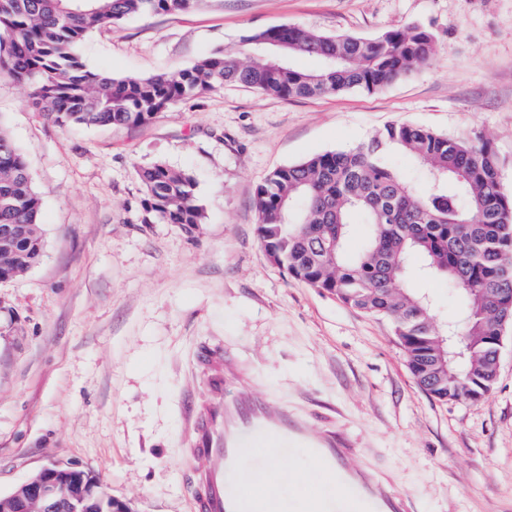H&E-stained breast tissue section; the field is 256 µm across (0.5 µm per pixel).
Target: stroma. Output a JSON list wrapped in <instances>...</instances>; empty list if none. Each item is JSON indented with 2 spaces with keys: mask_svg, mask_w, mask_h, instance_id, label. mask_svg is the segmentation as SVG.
Segmentation results:
<instances>
[{
  "mask_svg": "<svg viewBox=\"0 0 512 512\" xmlns=\"http://www.w3.org/2000/svg\"><path fill=\"white\" fill-rule=\"evenodd\" d=\"M418 24L431 59L376 93L283 98L227 86L128 128L68 129L0 76V121L26 156L45 256L0 283V495L50 464L96 476L133 512H192L188 407L231 391L268 404L404 512H512V326L479 402H441L411 374L392 322L293 280L258 239L254 191L275 168L347 149L391 122L488 137L512 194V0H204L95 29L86 63L113 75L194 65L284 25L371 38ZM189 172L205 223L142 221L139 168Z\"/></svg>",
  "mask_w": 512,
  "mask_h": 512,
  "instance_id": "1",
  "label": "stroma"
}]
</instances>
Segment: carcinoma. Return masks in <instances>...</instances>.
Instances as JSON below:
<instances>
[{"label":"carcinoma","instance_id":"cac0c4a2","mask_svg":"<svg viewBox=\"0 0 512 512\" xmlns=\"http://www.w3.org/2000/svg\"><path fill=\"white\" fill-rule=\"evenodd\" d=\"M201 0H0V74L28 86L32 107L58 126L126 127L151 122L178 101L226 84L279 97L352 90L376 92L407 76L435 51L421 26L373 38L325 35L295 25L242 39L245 53L219 50L193 66L150 76H112L91 69L78 47L93 29L131 16L187 11ZM286 35L287 55L270 41ZM320 60L317 70L293 63ZM416 166L417 192L386 155ZM142 222L194 226L205 220L196 181L157 161L137 171ZM42 199L21 151L0 124V228L27 235L0 259V282L44 257L38 230ZM258 236L290 276L343 303L389 318L421 388L440 401L482 399L494 386L500 322L512 313V195L505 193L490 139L456 137L391 123L368 142L332 150L273 171L255 191ZM367 224L358 252L349 249L354 217ZM420 264L411 269L408 258ZM444 278L461 323H449L464 357L439 344L428 296L406 292L411 277Z\"/></svg>","mask_w":512,"mask_h":512}]
</instances>
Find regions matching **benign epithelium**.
<instances>
[{
    "instance_id": "obj_1",
    "label": "benign epithelium",
    "mask_w": 512,
    "mask_h": 512,
    "mask_svg": "<svg viewBox=\"0 0 512 512\" xmlns=\"http://www.w3.org/2000/svg\"><path fill=\"white\" fill-rule=\"evenodd\" d=\"M94 497L105 512H131L100 484H89L84 472L73 467L50 466L28 478L9 494L0 496V512H84Z\"/></svg>"
}]
</instances>
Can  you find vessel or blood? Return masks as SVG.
Returning <instances> with one entry per match:
<instances>
[{"instance_id": "vessel-or-blood-1", "label": "vessel or blood", "mask_w": 512, "mask_h": 512, "mask_svg": "<svg viewBox=\"0 0 512 512\" xmlns=\"http://www.w3.org/2000/svg\"><path fill=\"white\" fill-rule=\"evenodd\" d=\"M213 404L192 408V452L202 466L189 481L193 512H283L278 501L260 496V488L280 489L279 470L264 462L268 447L299 455L326 474L310 479L293 496L297 512H397L395 497L380 485L352 476L339 463L340 449L328 439H313L288 420L287 408L271 409L226 387L234 367L214 357ZM255 461L253 481L243 477V464Z\"/></svg>"}]
</instances>
